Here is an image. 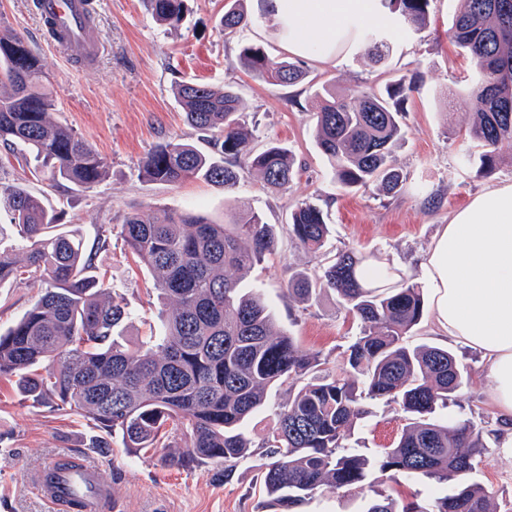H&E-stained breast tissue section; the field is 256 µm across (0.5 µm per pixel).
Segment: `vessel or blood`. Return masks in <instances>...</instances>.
I'll return each instance as SVG.
<instances>
[{"label": "vessel or blood", "instance_id": "vessel-or-blood-1", "mask_svg": "<svg viewBox=\"0 0 512 512\" xmlns=\"http://www.w3.org/2000/svg\"><path fill=\"white\" fill-rule=\"evenodd\" d=\"M35 8L40 18L54 20L53 31L47 36L49 44L60 48L78 46L80 66H95L103 45L89 18L88 0H36ZM36 489L56 512H68L74 502L81 503L83 512H101L110 497V485L97 466L86 461L72 464L63 458L45 465L36 480Z\"/></svg>", "mask_w": 512, "mask_h": 512}]
</instances>
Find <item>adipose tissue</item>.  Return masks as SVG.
<instances>
[{
    "mask_svg": "<svg viewBox=\"0 0 512 512\" xmlns=\"http://www.w3.org/2000/svg\"><path fill=\"white\" fill-rule=\"evenodd\" d=\"M282 47L341 62L367 27L392 29L378 0H271ZM436 324L450 340L480 349L489 397L512 418V184L488 189L439 230L422 265Z\"/></svg>",
    "mask_w": 512,
    "mask_h": 512,
    "instance_id": "adipose-tissue-1",
    "label": "adipose tissue"
}]
</instances>
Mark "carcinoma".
<instances>
[{
	"instance_id": "carcinoma-1",
	"label": "carcinoma",
	"mask_w": 512,
	"mask_h": 512,
	"mask_svg": "<svg viewBox=\"0 0 512 512\" xmlns=\"http://www.w3.org/2000/svg\"><path fill=\"white\" fill-rule=\"evenodd\" d=\"M149 2L155 19L173 28L187 10L186 0ZM242 2L234 0L224 12V34L247 23ZM430 2L380 0L407 35L426 26ZM459 2L450 39L475 67L465 95L478 104L468 135L481 148L465 159H478L490 173L512 152V0ZM362 43L372 63L388 58L386 32L365 30ZM238 63L271 85L307 78L300 66L260 45L242 47ZM421 81L417 73L349 97L326 85L316 93V142L340 188L401 191L405 177L395 151L407 136L405 105ZM45 82L24 40L0 34V83L10 87L0 95V143L19 145L41 161L50 186L91 189L106 164L86 141L50 120L53 100ZM176 95L187 122L214 133L213 148L224 161L173 139L142 161L146 180L178 185L201 176L229 189L245 168L288 191L296 175L293 155L275 142L253 148L252 132L237 118L242 99L233 85L182 83ZM0 200L28 243L27 279L39 288L22 318L0 332V377L16 378L26 400L92 420L100 432L95 447H110L118 434L135 453L165 448L161 429L170 422L186 442L164 461L212 466L227 483L238 463L254 456L247 422L270 390L286 386L288 400L261 444L259 464L262 490L276 512H292L321 487L361 486L375 468L392 480L404 475L450 484L453 493L421 505L393 488L367 512H489L490 490L467 480L487 451L486 431L469 419L431 418L448 405L463 371L451 351L409 343L424 313L422 288L412 278L353 249L336 253L316 274H291L288 294L300 303L331 290L361 325L341 371L326 374L319 353L275 329L259 288L242 286L244 276L274 253V225L248 209L217 224L202 215L138 206L125 216L121 240L166 303V331L152 344L129 346L118 340L125 307L95 274L98 250H86L73 232L59 230V214L25 187L0 186ZM328 233L318 205L296 203L288 235L297 247L316 254ZM16 265L13 251L0 248V285L14 277ZM368 399L397 404L406 421L392 447L372 459L345 451Z\"/></svg>"
}]
</instances>
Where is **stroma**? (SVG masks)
I'll use <instances>...</instances> for the list:
<instances>
[{"label": "stroma", "instance_id": "stroma-1", "mask_svg": "<svg viewBox=\"0 0 512 512\" xmlns=\"http://www.w3.org/2000/svg\"><path fill=\"white\" fill-rule=\"evenodd\" d=\"M32 2L0 0V32L18 35L28 44L49 78L53 119L95 149L106 170L93 190L52 188L39 176L40 164L33 155L19 146L0 145V184L21 183L43 197L85 247L108 237L99 265L113 296L129 311L122 329L125 342L138 344L163 333L153 279L124 249L119 236L123 218L133 207L197 213L217 223L244 208L260 212L275 225L279 244L275 256L255 268L251 280L262 289L276 329L296 336L303 349L320 351L333 372L359 328L331 292H322L309 305L289 297V275L314 269L337 251L353 248L371 255L375 264L422 282L421 264L441 225L477 194L512 183L510 160L489 174L462 161L473 149L466 131L475 118V105L460 95L472 76L470 61L448 37L458 0H432L427 27L417 37L391 39L386 65L373 66L360 49L336 65L303 58L299 64L307 79L292 87L257 81L237 63L246 43L262 45L275 56L281 53L272 23L261 18L257 0L246 2L250 24L229 38L220 19L232 0H188L189 10L175 29L156 22L148 0H93L104 49L88 70L78 65V48L59 49L45 41ZM416 69L425 79L406 104L408 134L396 152L406 175L402 192L390 197L373 187L342 191L316 145V85L333 83L349 95ZM181 82L235 85L243 100L239 119L252 130L255 146L274 141L293 154L300 172L290 190L279 191L246 171L230 189L202 178L177 187L143 179L145 156L172 138L206 153L211 150L203 133L185 119L175 93ZM303 200L320 206L330 226L317 257L296 247L286 234L290 212ZM35 295L22 278L0 285L1 331L24 315ZM411 341L455 354L463 385L449 407L437 414L469 418L492 430L476 478L491 489L494 512H512V453L501 448L506 429L488 399L491 378L482 352L448 340L429 313ZM366 408L368 414L357 422L349 447L373 457L392 445L404 420L397 407L380 400L367 401ZM94 432L92 421L21 400L14 382L0 379V512H52L33 479L61 453L98 464L112 488V504L103 512H262L266 505L258 458L242 461L226 483L214 479L207 467H176L157 454H133L118 435L110 453L102 454L89 445ZM390 485L387 475L377 471L367 485L315 492L296 512H362L375 492Z\"/></svg>", "mask_w": 512, "mask_h": 512}]
</instances>
